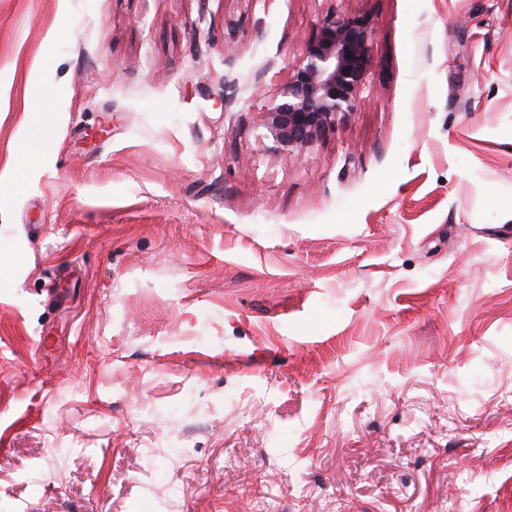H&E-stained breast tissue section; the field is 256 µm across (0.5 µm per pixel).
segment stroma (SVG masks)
I'll return each instance as SVG.
<instances>
[{"mask_svg":"<svg viewBox=\"0 0 512 512\" xmlns=\"http://www.w3.org/2000/svg\"><path fill=\"white\" fill-rule=\"evenodd\" d=\"M329 15L365 100L274 150ZM32 136L0 512H512V0H0Z\"/></svg>","mask_w":512,"mask_h":512,"instance_id":"stroma-1","label":"stroma"}]
</instances>
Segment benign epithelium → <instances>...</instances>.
I'll use <instances>...</instances> for the list:
<instances>
[{
    "instance_id": "benign-epithelium-1",
    "label": "benign epithelium",
    "mask_w": 512,
    "mask_h": 512,
    "mask_svg": "<svg viewBox=\"0 0 512 512\" xmlns=\"http://www.w3.org/2000/svg\"><path fill=\"white\" fill-rule=\"evenodd\" d=\"M372 35L363 19L322 21L288 82L258 108L276 149L300 150L356 110L371 64Z\"/></svg>"
}]
</instances>
